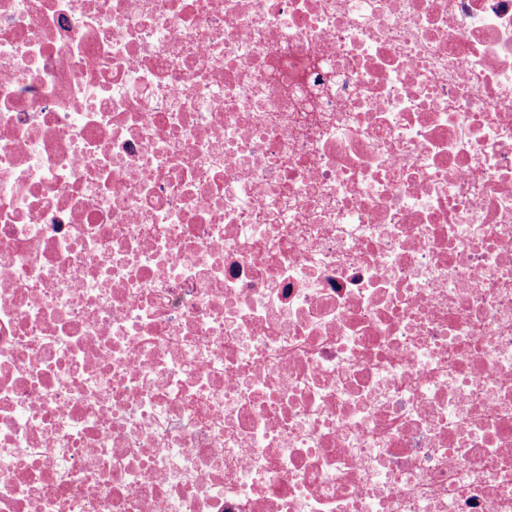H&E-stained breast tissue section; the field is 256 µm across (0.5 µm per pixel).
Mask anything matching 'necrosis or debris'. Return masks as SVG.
Instances as JSON below:
<instances>
[{
	"label": "necrosis or debris",
	"instance_id": "1",
	"mask_svg": "<svg viewBox=\"0 0 512 512\" xmlns=\"http://www.w3.org/2000/svg\"><path fill=\"white\" fill-rule=\"evenodd\" d=\"M0 512H512V0H0Z\"/></svg>",
	"mask_w": 512,
	"mask_h": 512
}]
</instances>
